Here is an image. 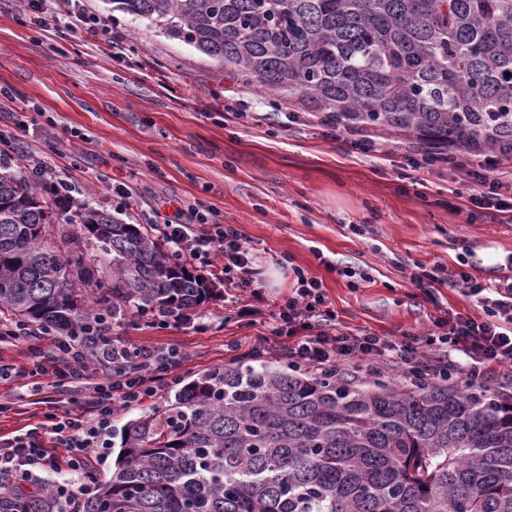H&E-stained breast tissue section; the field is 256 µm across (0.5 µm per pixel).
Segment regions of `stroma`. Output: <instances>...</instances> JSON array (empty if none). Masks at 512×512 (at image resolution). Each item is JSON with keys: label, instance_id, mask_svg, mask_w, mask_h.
I'll return each mask as SVG.
<instances>
[{"label": "stroma", "instance_id": "1", "mask_svg": "<svg viewBox=\"0 0 512 512\" xmlns=\"http://www.w3.org/2000/svg\"><path fill=\"white\" fill-rule=\"evenodd\" d=\"M31 0H0V127L14 150L70 153L75 198L109 207L107 184L133 189L128 224H149L170 197L234 224L253 250L261 294L225 284L183 323L160 328L146 318L112 323L116 345L176 351L179 361L154 396L118 411L115 427L173 399L176 379L249 356L270 332L300 268L316 278L330 311L329 332L425 334L443 311L483 317L462 285L416 286L413 275L440 265L480 283L512 279V211L469 200L467 171L483 165L512 204V158L453 152L452 162L422 161L426 146L374 134L363 152L337 137L329 113L282 92L229 78L224 68L145 21L109 11L104 0H47L48 10L87 17L53 29ZM502 254L484 265L481 250ZM350 266L355 277L340 273ZM63 332L0 340V360L18 373L0 382V435L44 422L52 373L34 374L32 353Z\"/></svg>", "mask_w": 512, "mask_h": 512}]
</instances>
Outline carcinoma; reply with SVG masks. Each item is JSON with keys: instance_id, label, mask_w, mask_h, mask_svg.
Here are the masks:
<instances>
[{"instance_id": "obj_1", "label": "carcinoma", "mask_w": 512, "mask_h": 512, "mask_svg": "<svg viewBox=\"0 0 512 512\" xmlns=\"http://www.w3.org/2000/svg\"><path fill=\"white\" fill-rule=\"evenodd\" d=\"M232 77L339 124L512 157V0H110ZM211 283L143 224L0 164V319L134 372L110 322L190 312ZM77 512H512V401L423 381L354 386L241 360L129 420ZM47 490L0 512H55Z\"/></svg>"}]
</instances>
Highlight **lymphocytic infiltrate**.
Wrapping results in <instances>:
<instances>
[{"mask_svg":"<svg viewBox=\"0 0 512 512\" xmlns=\"http://www.w3.org/2000/svg\"><path fill=\"white\" fill-rule=\"evenodd\" d=\"M183 207H174L163 215L154 230L174 255L187 261L213 266L223 257L221 275L234 287L254 286L256 271L251 265V249L241 231L231 224L211 222L208 215L195 212L193 221L183 219ZM293 291L279 312L273 330L288 340V358L292 365L316 371H337L350 358H367L372 371H380L389 362L403 365L412 383L450 378L463 372L477 378L483 368H512V281L482 285L468 273L460 279L469 296L482 305L484 319L477 320L458 311L438 317L433 332L424 336L402 333L400 338L380 336L368 331L329 335L315 332L323 315L324 297L320 283L302 269H294ZM41 358L60 368L59 393L81 397L94 409L90 417L63 411L52 414L51 430L58 448L46 446L40 427L9 438L0 437V487L38 491L44 481H52V495L64 502L76 501L85 485L88 469L101 460L111 443L112 421L119 409L141 402L155 393L160 374L168 364H157V374L143 382L125 374L108 375L106 382L95 381V371L83 354L48 349ZM66 456H59V448Z\"/></svg>","mask_w":512,"mask_h":512,"instance_id":"obj_1","label":"lymphocytic infiltrate"}]
</instances>
